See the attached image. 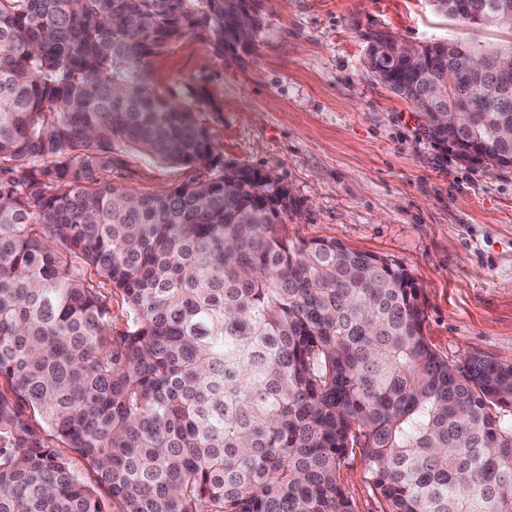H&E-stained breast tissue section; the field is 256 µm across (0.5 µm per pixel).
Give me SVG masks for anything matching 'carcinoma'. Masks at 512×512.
Here are the masks:
<instances>
[{"mask_svg":"<svg viewBox=\"0 0 512 512\" xmlns=\"http://www.w3.org/2000/svg\"><path fill=\"white\" fill-rule=\"evenodd\" d=\"M242 2L0 0V512H356V455L385 512H512V362L441 357L402 263L281 236L288 190L153 86L171 43L256 28ZM469 2L434 8L512 28V0ZM378 36L380 85L423 112L453 67V156L512 167V43L412 62ZM117 141L207 174L131 192Z\"/></svg>","mask_w":512,"mask_h":512,"instance_id":"1","label":"carcinoma"}]
</instances>
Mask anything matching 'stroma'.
Returning a JSON list of instances; mask_svg holds the SVG:
<instances>
[{"label":"stroma","instance_id":"35a3bbf8","mask_svg":"<svg viewBox=\"0 0 512 512\" xmlns=\"http://www.w3.org/2000/svg\"><path fill=\"white\" fill-rule=\"evenodd\" d=\"M250 48L216 55L198 36L151 59L167 98L195 102L226 164L270 175L293 208L281 233L333 238L401 262L421 289L423 331L460 364L512 361V168L471 166L428 135L423 113L380 86L363 31L404 41H512V30L438 15L431 0H261ZM118 185L158 193L196 177L119 146ZM341 484L357 512H383L361 457Z\"/></svg>","mask_w":512,"mask_h":512}]
</instances>
